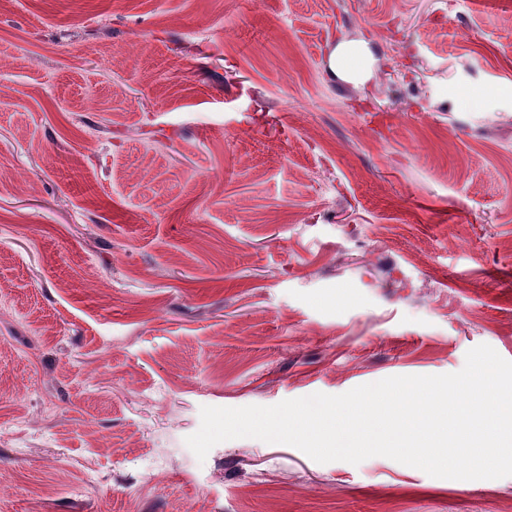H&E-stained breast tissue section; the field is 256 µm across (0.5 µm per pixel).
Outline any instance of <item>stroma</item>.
Instances as JSON below:
<instances>
[{
    "label": "stroma",
    "instance_id": "35a3bbf8",
    "mask_svg": "<svg viewBox=\"0 0 512 512\" xmlns=\"http://www.w3.org/2000/svg\"><path fill=\"white\" fill-rule=\"evenodd\" d=\"M480 344L512 361V0H0V512H512L185 442ZM350 54H356L359 57H361L365 61L364 66L356 71L346 70L342 66V61L346 56ZM334 69L338 75L350 79L361 78L365 76L368 70L366 63V51L363 42H349L338 44L334 52Z\"/></svg>",
    "mask_w": 512,
    "mask_h": 512
}]
</instances>
